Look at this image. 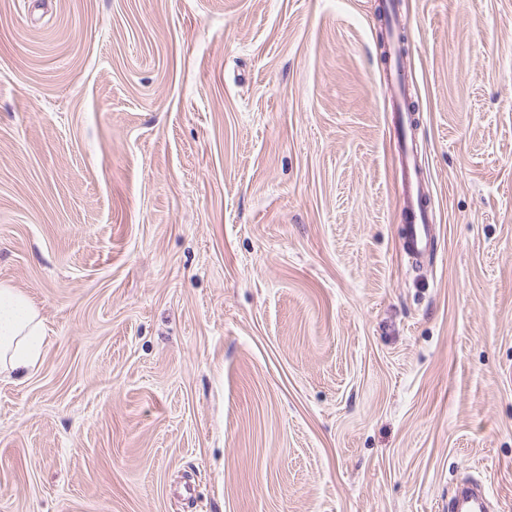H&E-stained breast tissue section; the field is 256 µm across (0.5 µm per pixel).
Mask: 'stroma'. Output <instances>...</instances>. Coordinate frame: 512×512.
Here are the masks:
<instances>
[{
  "mask_svg": "<svg viewBox=\"0 0 512 512\" xmlns=\"http://www.w3.org/2000/svg\"><path fill=\"white\" fill-rule=\"evenodd\" d=\"M0 0V512H512V0ZM408 72L402 58H396L390 69V75L386 77L388 84L393 86L396 91L398 100L403 102L408 89ZM402 157L400 159L402 178V206L407 212L408 221L403 252L415 264L431 257L435 244V224H432L428 209L423 203L429 196V187L422 173V166L414 145L410 116L408 112L399 114ZM46 328L29 298L0 283V380L30 373L42 355ZM451 512H484L485 498L482 492L473 487H463L448 503Z\"/></svg>",
  "mask_w": 512,
  "mask_h": 512,
  "instance_id": "obj_1",
  "label": "stroma"
}]
</instances>
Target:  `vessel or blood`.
Wrapping results in <instances>:
<instances>
[{"label":"vessel or blood","instance_id":"b4317fda","mask_svg":"<svg viewBox=\"0 0 512 512\" xmlns=\"http://www.w3.org/2000/svg\"><path fill=\"white\" fill-rule=\"evenodd\" d=\"M399 126L403 147L401 203L409 220L403 251L414 262L420 263L429 258L434 249L435 226L424 203L429 187L423 177L408 113H400ZM448 509L449 512H485V498L480 490L467 486L449 502Z\"/></svg>","mask_w":512,"mask_h":512}]
</instances>
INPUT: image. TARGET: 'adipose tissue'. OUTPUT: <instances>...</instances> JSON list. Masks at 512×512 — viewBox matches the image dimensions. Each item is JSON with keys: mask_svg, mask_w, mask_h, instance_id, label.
Segmentation results:
<instances>
[{"mask_svg": "<svg viewBox=\"0 0 512 512\" xmlns=\"http://www.w3.org/2000/svg\"><path fill=\"white\" fill-rule=\"evenodd\" d=\"M46 328L29 298L0 283V379L30 373L42 355Z\"/></svg>", "mask_w": 512, "mask_h": 512, "instance_id": "1", "label": "adipose tissue"}]
</instances>
